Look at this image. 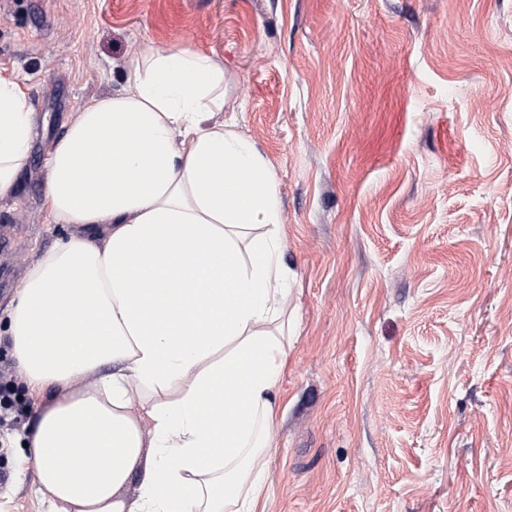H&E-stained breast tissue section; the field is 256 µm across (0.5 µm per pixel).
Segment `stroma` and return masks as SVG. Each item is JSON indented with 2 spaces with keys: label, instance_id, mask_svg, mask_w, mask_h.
Returning a JSON list of instances; mask_svg holds the SVG:
<instances>
[{
  "label": "stroma",
  "instance_id": "stroma-1",
  "mask_svg": "<svg viewBox=\"0 0 512 512\" xmlns=\"http://www.w3.org/2000/svg\"><path fill=\"white\" fill-rule=\"evenodd\" d=\"M136 45L223 61L224 119L275 169L266 512H512V0H0V69L39 114L0 198V312L73 231L48 216L49 151ZM3 470L15 512H48Z\"/></svg>",
  "mask_w": 512,
  "mask_h": 512
}]
</instances>
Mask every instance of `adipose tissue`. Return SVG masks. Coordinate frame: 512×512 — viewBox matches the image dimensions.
Returning a JSON list of instances; mask_svg holds the SVG:
<instances>
[{
  "label": "adipose tissue",
  "mask_w": 512,
  "mask_h": 512,
  "mask_svg": "<svg viewBox=\"0 0 512 512\" xmlns=\"http://www.w3.org/2000/svg\"><path fill=\"white\" fill-rule=\"evenodd\" d=\"M125 82L50 152L49 216L76 231L0 315L36 399L16 463L51 512H261L288 361L274 167L216 121V57L136 47ZM36 119L0 71V197Z\"/></svg>",
  "instance_id": "ef3b65f1"
}]
</instances>
